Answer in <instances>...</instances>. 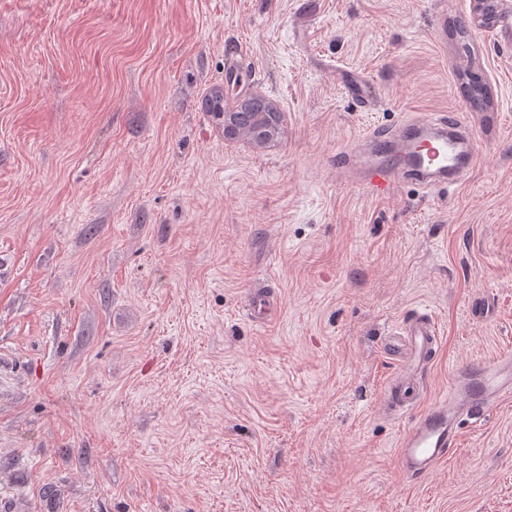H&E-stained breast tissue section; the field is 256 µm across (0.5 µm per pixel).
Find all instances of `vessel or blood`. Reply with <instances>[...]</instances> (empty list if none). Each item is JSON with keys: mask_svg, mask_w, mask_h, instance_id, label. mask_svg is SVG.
<instances>
[{"mask_svg": "<svg viewBox=\"0 0 512 512\" xmlns=\"http://www.w3.org/2000/svg\"><path fill=\"white\" fill-rule=\"evenodd\" d=\"M411 128L424 143L415 155L409 147H396L395 135L368 134V141L386 156L385 162L363 166L361 189L368 197L389 195L405 178L429 189L461 184L473 172L474 136L458 117L424 118L412 122ZM439 343L431 314L417 313L403 321L392 343L398 352L396 368L382 396L387 415L408 422L398 460L405 480L414 485L433 474L457 447L464 419L482 418L512 398V356L503 354L456 367L448 376L447 395L423 404L426 376Z\"/></svg>", "mask_w": 512, "mask_h": 512, "instance_id": "1", "label": "vessel or blood"}]
</instances>
